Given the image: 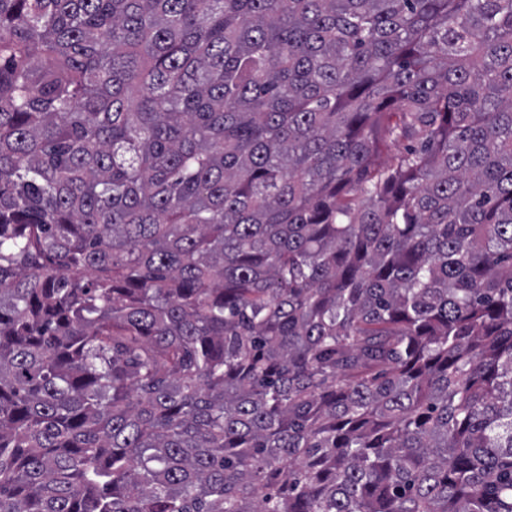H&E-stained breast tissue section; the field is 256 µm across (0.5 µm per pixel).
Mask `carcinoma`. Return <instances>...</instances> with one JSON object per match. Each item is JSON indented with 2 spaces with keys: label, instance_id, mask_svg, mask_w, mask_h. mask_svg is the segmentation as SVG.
Instances as JSON below:
<instances>
[{
  "label": "carcinoma",
  "instance_id": "cac0c4a2",
  "mask_svg": "<svg viewBox=\"0 0 512 512\" xmlns=\"http://www.w3.org/2000/svg\"><path fill=\"white\" fill-rule=\"evenodd\" d=\"M0 512H512V0H0Z\"/></svg>",
  "mask_w": 512,
  "mask_h": 512
}]
</instances>
